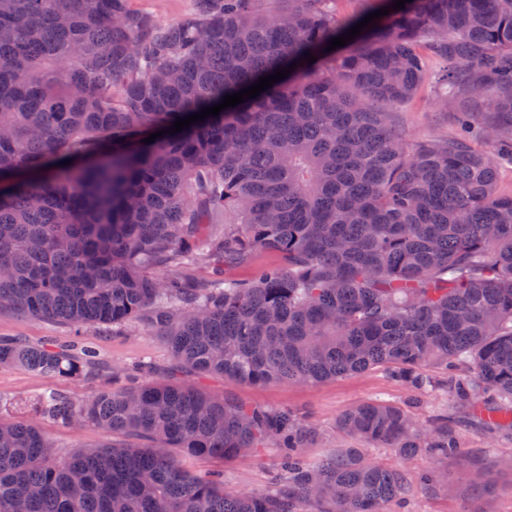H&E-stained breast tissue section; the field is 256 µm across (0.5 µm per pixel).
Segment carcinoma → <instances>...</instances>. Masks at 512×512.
<instances>
[{
	"label": "carcinoma",
	"mask_w": 512,
	"mask_h": 512,
	"mask_svg": "<svg viewBox=\"0 0 512 512\" xmlns=\"http://www.w3.org/2000/svg\"><path fill=\"white\" fill-rule=\"evenodd\" d=\"M264 2L195 0L163 25L129 0H0V313L78 333L142 325L173 360L165 376L104 379L87 344L0 338V368L95 385L43 398L50 418L124 437L63 456L0 413V512H388L414 483L444 486L441 471L391 470L356 448L312 460L317 433L292 410L179 373L266 385L380 369L446 389L466 415L424 427L377 400L338 418L405 462L457 454L473 422L512 433V191L466 134L408 151L390 123L422 81L426 34L453 111L487 114L485 144L512 149V0H411L330 52L393 0L345 22L336 0ZM227 210L229 232L212 221ZM258 252L279 263L228 275ZM269 447L285 481L264 491L226 492L183 465Z\"/></svg>",
	"instance_id": "obj_1"
}]
</instances>
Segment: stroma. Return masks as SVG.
<instances>
[{"label": "stroma", "mask_w": 512, "mask_h": 512, "mask_svg": "<svg viewBox=\"0 0 512 512\" xmlns=\"http://www.w3.org/2000/svg\"><path fill=\"white\" fill-rule=\"evenodd\" d=\"M447 64L439 58H427L426 79L416 95L391 114L392 124L404 142L413 145L431 139H444L455 131L454 115L441 111L438 101L443 89ZM19 337L31 342L72 343L68 328L56 323L0 314V337ZM100 361L105 370L127 368L143 361L153 363L157 370L167 369L172 358L161 337L142 328L129 327L120 335L110 329L92 332ZM206 386L220 395L264 408L288 407L307 423L317 428L324 440L309 454L323 458L339 448L356 446L355 440L336 430L339 416L352 407L375 399H384L403 406L412 405L415 416L428 424L447 411L448 395L428 394L419 404H412V395L384 372L370 370L317 384H269L247 386L231 380H210ZM93 385L63 382L31 372L23 367L0 369V399L6 400L10 415L23 418L41 429L68 454L80 445L104 443L105 435L93 425L71 429L43 416L38 408L41 396L51 391H64L77 399L91 395ZM463 448L459 456L449 458L448 485L433 494L414 493L407 512H512V436H487L477 426L464 429ZM185 467L197 473L220 471L224 489L249 493L268 488L280 474V456L269 448L257 456H242L227 461L211 458H188Z\"/></svg>", "instance_id": "stroma-1"}]
</instances>
